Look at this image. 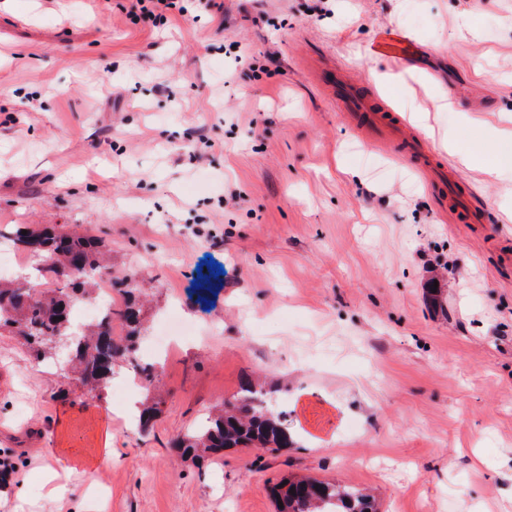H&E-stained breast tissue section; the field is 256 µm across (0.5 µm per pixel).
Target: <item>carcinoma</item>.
<instances>
[{
    "label": "carcinoma",
    "mask_w": 512,
    "mask_h": 512,
    "mask_svg": "<svg viewBox=\"0 0 512 512\" xmlns=\"http://www.w3.org/2000/svg\"><path fill=\"white\" fill-rule=\"evenodd\" d=\"M38 243L33 249L31 245ZM17 249L36 257L42 270L52 274L58 288L24 286L0 280V329L20 336L40 360L54 361L67 356L74 380L99 390L112 379L119 363L139 368L145 380V397L139 409L140 426L151 427L160 413L161 401L152 390L159 381L153 365H141L137 340L145 328L140 309L132 301L124 308L106 313L97 321H88L73 343L69 320L73 305L93 292L91 285L100 276H111L104 256L108 244L93 236L58 234L44 227L39 231L13 237ZM125 323L128 333L116 340L111 336L112 318ZM239 402L224 409L177 443L182 455L200 458L219 455L228 448L253 447L275 452L288 447L291 434L287 415L276 411L262 391L251 383L243 388ZM277 512H376L375 502L363 491L334 482L309 477H294L273 490Z\"/></svg>",
    "instance_id": "obj_1"
}]
</instances>
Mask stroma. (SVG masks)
<instances>
[{
    "instance_id": "stroma-1",
    "label": "stroma",
    "mask_w": 512,
    "mask_h": 512,
    "mask_svg": "<svg viewBox=\"0 0 512 512\" xmlns=\"http://www.w3.org/2000/svg\"><path fill=\"white\" fill-rule=\"evenodd\" d=\"M183 4L156 25L137 0H0V252L23 276L16 227L104 239L163 393L140 432L0 335V512H276L303 474L379 512H512V176L480 162L512 130V0ZM337 63L449 184L347 121L318 80ZM175 307L196 332L155 355ZM251 379L293 446L178 455Z\"/></svg>"
}]
</instances>
